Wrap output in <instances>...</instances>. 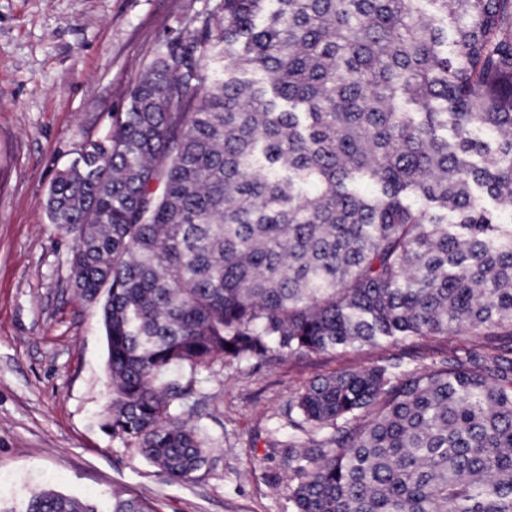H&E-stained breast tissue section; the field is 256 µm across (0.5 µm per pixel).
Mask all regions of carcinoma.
Returning <instances> with one entry per match:
<instances>
[{"instance_id":"1","label":"carcinoma","mask_w":512,"mask_h":512,"mask_svg":"<svg viewBox=\"0 0 512 512\" xmlns=\"http://www.w3.org/2000/svg\"><path fill=\"white\" fill-rule=\"evenodd\" d=\"M223 77L209 78L213 60ZM489 198L495 206L484 204ZM103 296L105 426L177 481L216 363L465 332L485 350L316 379L297 512H512V0H219L47 198ZM232 349H227V345ZM23 512H155L54 491Z\"/></svg>"}]
</instances>
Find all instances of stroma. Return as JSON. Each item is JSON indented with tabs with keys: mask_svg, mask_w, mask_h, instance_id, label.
Returning <instances> with one entry per match:
<instances>
[{
	"mask_svg": "<svg viewBox=\"0 0 512 512\" xmlns=\"http://www.w3.org/2000/svg\"><path fill=\"white\" fill-rule=\"evenodd\" d=\"M217 2L0 0V512H22L41 489L103 504L121 490L156 512H296L288 443L318 434L289 425L290 399L322 376L483 349L479 336H430L201 369L211 398L193 422L217 448L187 481L104 428L100 307L73 287V240L51 224L48 190L125 111L168 32L193 31Z\"/></svg>",
	"mask_w": 512,
	"mask_h": 512,
	"instance_id": "obj_1",
	"label": "stroma"
}]
</instances>
